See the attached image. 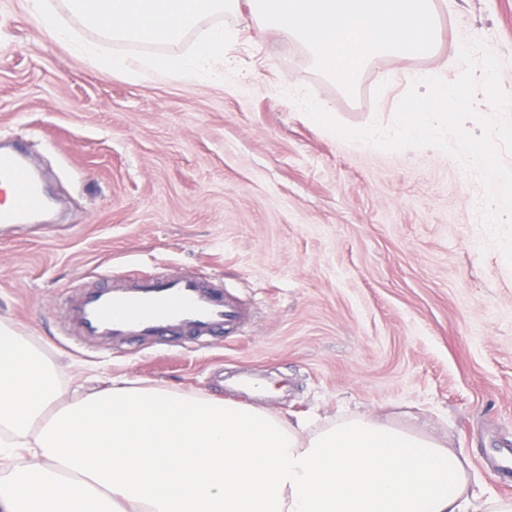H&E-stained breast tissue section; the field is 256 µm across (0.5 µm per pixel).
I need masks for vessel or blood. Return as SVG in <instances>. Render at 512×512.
<instances>
[{
  "instance_id": "1",
  "label": "vessel or blood",
  "mask_w": 512,
  "mask_h": 512,
  "mask_svg": "<svg viewBox=\"0 0 512 512\" xmlns=\"http://www.w3.org/2000/svg\"><path fill=\"white\" fill-rule=\"evenodd\" d=\"M0 230L45 223L50 199L40 176L17 146H0ZM62 342L92 349L97 340L121 351L143 345L209 346L239 331L248 311L222 288L184 274L137 273L135 267L104 276L100 286L70 288L60 299Z\"/></svg>"
}]
</instances>
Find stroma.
<instances>
[{"mask_svg":"<svg viewBox=\"0 0 512 512\" xmlns=\"http://www.w3.org/2000/svg\"><path fill=\"white\" fill-rule=\"evenodd\" d=\"M75 40L150 58L49 0ZM426 58L374 59L354 94L303 43L262 35L249 0L166 44L189 56L232 32L212 75L134 77L55 39L23 0H0V135L21 138L60 203L55 224L0 235V323L54 361L65 391L129 381L232 400L321 427L366 417L462 452L470 489L512 500V265L484 231L483 188L434 148L383 151L318 126L289 95L309 89L342 125L390 126L410 74L463 71L480 39L512 93V0H435ZM191 273L250 307L239 332L193 351L87 354L59 342L61 292L126 261Z\"/></svg>","mask_w":512,"mask_h":512,"instance_id":"stroma-1","label":"stroma"}]
</instances>
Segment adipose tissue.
Segmentation results:
<instances>
[{
	"label": "adipose tissue",
	"mask_w": 512,
	"mask_h": 512,
	"mask_svg": "<svg viewBox=\"0 0 512 512\" xmlns=\"http://www.w3.org/2000/svg\"><path fill=\"white\" fill-rule=\"evenodd\" d=\"M238 0H67L114 39L174 41ZM217 29L189 59L142 62L149 75L204 71ZM441 440L360 417L310 431L232 401L156 387L83 386L0 327V512H512L474 501Z\"/></svg>",
	"instance_id": "obj_1"
}]
</instances>
